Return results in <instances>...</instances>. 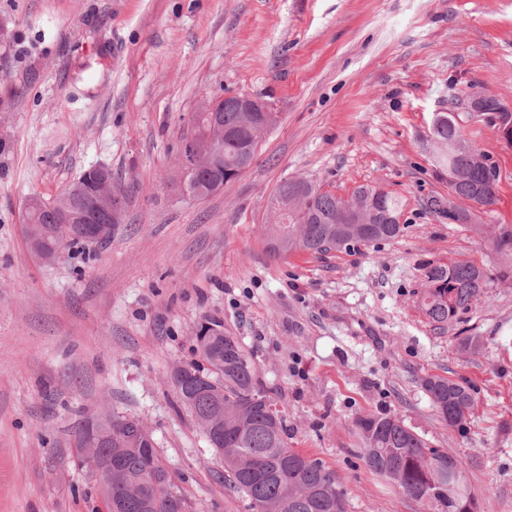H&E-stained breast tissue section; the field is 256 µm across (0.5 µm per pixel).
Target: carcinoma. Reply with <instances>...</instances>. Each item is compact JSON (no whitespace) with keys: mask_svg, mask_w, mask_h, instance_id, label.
Returning a JSON list of instances; mask_svg holds the SVG:
<instances>
[{"mask_svg":"<svg viewBox=\"0 0 512 512\" xmlns=\"http://www.w3.org/2000/svg\"><path fill=\"white\" fill-rule=\"evenodd\" d=\"M261 121L258 112L247 114L232 103L224 104V152L214 158L189 182L185 191L192 198L212 193L217 181L231 182L238 174L244 148L253 140ZM190 134L201 145L211 132L205 108L193 113ZM430 141L439 166L449 169L453 180L448 191L458 198L488 208L496 203L498 181L488 179L481 159L484 155L463 136L450 112L438 116L431 128ZM288 203L300 196L305 208L293 207L288 223L269 224L268 240H282V253L302 250L323 254L331 250L346 251L360 244L388 241L403 233V224H385L384 216H402V205L390 191L375 193L372 185L357 187L348 203L336 194L323 192L319 184L297 177L286 181ZM62 196L42 200L27 208L25 221L33 225L43 250L54 251L79 237H67L61 224ZM427 208L448 218L450 224H462L473 230L480 225L469 223L471 209L460 208L448 213L444 201L433 197ZM429 288L422 303L433 322L445 324L487 287L482 268L468 260H455L428 268ZM223 329L217 319H208L201 333L194 337L193 350L199 360L180 366L182 376L177 387L181 402L200 422L218 403L224 405V439L217 452L224 460V477L232 489L249 500L253 512H346L345 494L334 473L318 459L307 457L288 446L284 416L270 421L260 404L252 398L263 393L255 378L254 366L238 338L212 328ZM207 379L199 387V377ZM429 398L448 425L454 427L467 420L473 408L471 389L442 377L424 382ZM107 431L136 434L142 426L134 417L104 412L98 416ZM367 467L400 487L410 498L423 504L427 512H459L458 502L477 506L465 477L463 461L438 448L405 425L396 415L369 414L357 419ZM103 452L120 459L119 474L112 481V501H104L106 512H143L141 497L129 494L147 471L156 484L143 490L142 497L158 496L161 505L177 502L181 512H190L189 501L162 466L152 443L137 447L105 448Z\"/></svg>","mask_w":512,"mask_h":512,"instance_id":"carcinoma-1","label":"carcinoma"}]
</instances>
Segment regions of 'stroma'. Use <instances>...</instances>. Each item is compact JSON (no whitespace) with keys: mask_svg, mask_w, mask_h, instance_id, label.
<instances>
[{"mask_svg":"<svg viewBox=\"0 0 512 512\" xmlns=\"http://www.w3.org/2000/svg\"><path fill=\"white\" fill-rule=\"evenodd\" d=\"M0 28V512H105L74 443L105 410L149 429L192 512H252L172 380L207 317L239 338L289 446L333 471L347 512H425L366 467L367 414L461 458L479 512H512V255L493 247L512 227V145L468 111L475 91L512 105V0H0ZM237 94L277 124L223 190L184 197L192 113ZM448 111L499 173L478 232L425 206L448 195L429 142ZM99 165L125 194L122 223L38 263L25 199ZM290 177L340 196L383 186L407 228L271 256L267 201ZM458 259L488 286L440 325L426 271ZM434 375L470 387L463 427L434 411Z\"/></svg>","mask_w":512,"mask_h":512,"instance_id":"1","label":"stroma"}]
</instances>
